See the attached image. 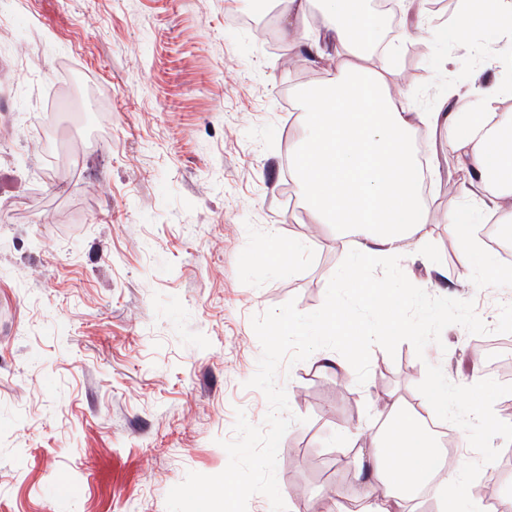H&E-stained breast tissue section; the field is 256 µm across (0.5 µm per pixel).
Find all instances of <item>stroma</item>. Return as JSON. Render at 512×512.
Instances as JSON below:
<instances>
[{"label":"stroma","mask_w":512,"mask_h":512,"mask_svg":"<svg viewBox=\"0 0 512 512\" xmlns=\"http://www.w3.org/2000/svg\"><path fill=\"white\" fill-rule=\"evenodd\" d=\"M253 0H0V512H167L187 472L225 469L237 410L260 426L248 387L262 353L251 319L294 302L318 310L348 264V243L318 222L284 164L307 122L302 91L324 75L302 40L298 65L229 16ZM411 16L389 87L420 112L469 109L465 90L512 86L483 47L512 30ZM446 135L426 142L429 222L411 283L475 303L495 326L512 288L462 274L448 216L470 180ZM301 244L291 270L277 249ZM416 355L371 349L369 377L281 365L294 421L276 478L287 512H335L363 475L340 466L376 437L392 400L417 403L427 365L468 386L472 336L451 325ZM469 497L484 512L512 501V444L494 438Z\"/></svg>","instance_id":"1"}]
</instances>
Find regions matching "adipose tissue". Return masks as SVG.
I'll return each instance as SVG.
<instances>
[{
	"instance_id": "obj_1",
	"label": "adipose tissue",
	"mask_w": 512,
	"mask_h": 512,
	"mask_svg": "<svg viewBox=\"0 0 512 512\" xmlns=\"http://www.w3.org/2000/svg\"><path fill=\"white\" fill-rule=\"evenodd\" d=\"M287 27L307 34L313 11L322 16L321 38L310 48L333 77L305 89L310 104V133L291 153L290 171L310 211L323 223L342 228L354 254L336 273L348 288L367 290L357 278L368 259L424 251L422 229L428 212L420 200L417 127L444 129L459 148L458 162L473 174L464 193L486 209L490 222L512 218V151L498 132L495 110L505 86L493 83L467 91L476 115L465 112H418L406 99H394L385 74L354 63L361 47L373 42L375 25L352 8L350 0H282ZM447 388L433 386L416 405L405 409L406 429L395 454L378 453L368 470V484L351 504L336 512H402L401 491L445 475L431 437L418 428Z\"/></svg>"
}]
</instances>
